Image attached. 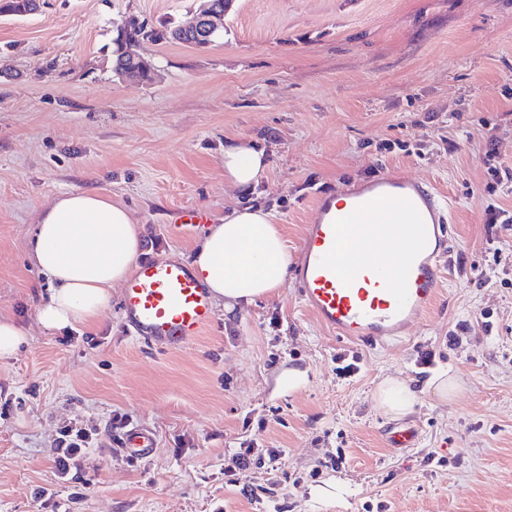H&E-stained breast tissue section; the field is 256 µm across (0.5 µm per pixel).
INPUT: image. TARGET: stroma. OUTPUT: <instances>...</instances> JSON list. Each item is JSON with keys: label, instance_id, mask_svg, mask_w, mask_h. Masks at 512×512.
I'll list each match as a JSON object with an SVG mask.
<instances>
[{"label": "stroma", "instance_id": "1", "mask_svg": "<svg viewBox=\"0 0 512 512\" xmlns=\"http://www.w3.org/2000/svg\"><path fill=\"white\" fill-rule=\"evenodd\" d=\"M197 6L42 0L0 17V317L26 333L0 358V512H512V234L486 221L488 207L512 211V195L484 189L487 149L512 168V0H234L208 47L147 41L155 79L115 75L116 22L178 23ZM228 139L267 156L254 192L224 180ZM385 171L453 208L444 292L403 342L341 341L290 280L178 352L129 334L119 285L96 322L38 321L48 291L29 241L62 194L126 206L139 258L154 260H190L207 225L261 207L293 263L315 193ZM190 209L204 223H181ZM341 357L358 373L340 375ZM448 369L459 390L422 395L404 418L414 446L388 447L396 420L374 408L377 383L420 386ZM291 370L305 374L293 388ZM67 425L93 441L62 480ZM134 427L158 439L148 458L121 446ZM248 447L286 454L226 484L225 453ZM339 480L348 495L327 496Z\"/></svg>", "mask_w": 512, "mask_h": 512}]
</instances>
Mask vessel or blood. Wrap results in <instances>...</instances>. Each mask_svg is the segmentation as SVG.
<instances>
[{"mask_svg": "<svg viewBox=\"0 0 512 512\" xmlns=\"http://www.w3.org/2000/svg\"><path fill=\"white\" fill-rule=\"evenodd\" d=\"M316 193L290 274L308 309L337 336L384 345L432 312L451 247L450 204L430 184L388 173L345 193ZM121 312L130 334L165 351L191 346L216 320L209 289L176 260L136 262ZM123 446L149 456L154 433L133 428Z\"/></svg>", "mask_w": 512, "mask_h": 512, "instance_id": "b4317fda", "label": "vessel or blood"}]
</instances>
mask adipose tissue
<instances>
[{
	"mask_svg": "<svg viewBox=\"0 0 512 512\" xmlns=\"http://www.w3.org/2000/svg\"><path fill=\"white\" fill-rule=\"evenodd\" d=\"M267 169L263 152L226 141L224 178L235 188L254 189ZM140 235L124 205L92 192L63 194L42 211L29 247L32 263L52 285L40 323L61 329L98 317L113 287L128 278ZM288 263L274 213L248 205L211 225L192 260L213 300L229 313L281 287ZM374 400L385 414L399 418L414 413L418 396L405 379L390 376L378 385Z\"/></svg>",
	"mask_w": 512,
	"mask_h": 512,
	"instance_id": "adipose-tissue-1",
	"label": "adipose tissue"
}]
</instances>
